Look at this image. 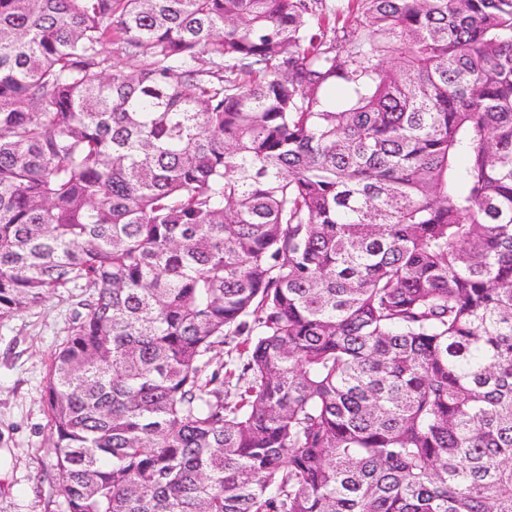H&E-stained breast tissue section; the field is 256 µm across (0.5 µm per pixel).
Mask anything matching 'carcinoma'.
Returning <instances> with one entry per match:
<instances>
[{
	"label": "carcinoma",
	"mask_w": 512,
	"mask_h": 512,
	"mask_svg": "<svg viewBox=\"0 0 512 512\" xmlns=\"http://www.w3.org/2000/svg\"><path fill=\"white\" fill-rule=\"evenodd\" d=\"M74 290L63 512H512V0H0V318Z\"/></svg>",
	"instance_id": "1"
}]
</instances>
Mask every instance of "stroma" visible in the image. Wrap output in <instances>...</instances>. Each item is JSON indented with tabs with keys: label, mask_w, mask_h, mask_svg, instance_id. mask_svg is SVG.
Returning a JSON list of instances; mask_svg holds the SVG:
<instances>
[{
	"label": "stroma",
	"mask_w": 512,
	"mask_h": 512,
	"mask_svg": "<svg viewBox=\"0 0 512 512\" xmlns=\"http://www.w3.org/2000/svg\"><path fill=\"white\" fill-rule=\"evenodd\" d=\"M73 297L0 319V512H60L45 466L50 444L45 391L52 354L67 336Z\"/></svg>",
	"instance_id": "stroma-1"
}]
</instances>
